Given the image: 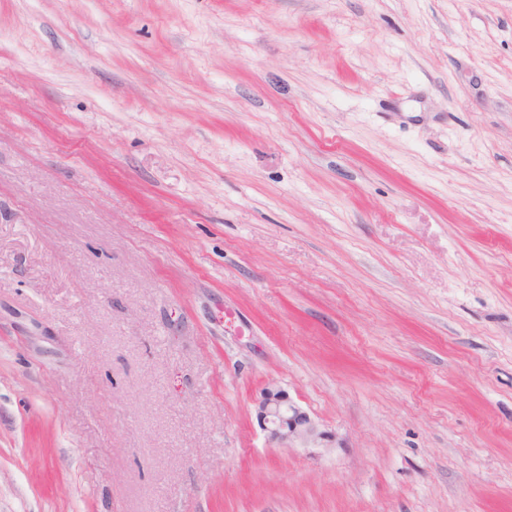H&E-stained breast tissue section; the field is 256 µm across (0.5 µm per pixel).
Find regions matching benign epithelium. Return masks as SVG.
<instances>
[{"label":"benign epithelium","instance_id":"benign-epithelium-1","mask_svg":"<svg viewBox=\"0 0 512 512\" xmlns=\"http://www.w3.org/2000/svg\"><path fill=\"white\" fill-rule=\"evenodd\" d=\"M255 413L267 441L279 448L297 444L306 448L326 439V432L275 383L263 388L255 401Z\"/></svg>","mask_w":512,"mask_h":512}]
</instances>
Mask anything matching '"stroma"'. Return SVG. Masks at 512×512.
I'll use <instances>...</instances> for the list:
<instances>
[{"mask_svg":"<svg viewBox=\"0 0 512 512\" xmlns=\"http://www.w3.org/2000/svg\"><path fill=\"white\" fill-rule=\"evenodd\" d=\"M0 512H512V0H0ZM255 413L267 441L279 448L325 440L326 432L299 407L288 392L275 383H269L255 401Z\"/></svg>","mask_w":512,"mask_h":512,"instance_id":"35a3bbf8","label":"stroma"}]
</instances>
